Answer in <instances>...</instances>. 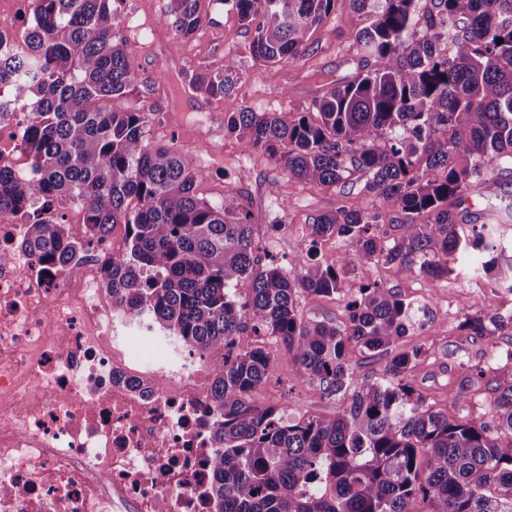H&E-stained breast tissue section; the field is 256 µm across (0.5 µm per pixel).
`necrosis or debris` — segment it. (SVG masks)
<instances>
[{
	"label": "necrosis or debris",
	"mask_w": 512,
	"mask_h": 512,
	"mask_svg": "<svg viewBox=\"0 0 512 512\" xmlns=\"http://www.w3.org/2000/svg\"><path fill=\"white\" fill-rule=\"evenodd\" d=\"M28 123L0 120V165L20 179ZM25 234L0 218V512H211V367L114 346L96 288L111 237L50 269Z\"/></svg>",
	"instance_id": "obj_1"
}]
</instances>
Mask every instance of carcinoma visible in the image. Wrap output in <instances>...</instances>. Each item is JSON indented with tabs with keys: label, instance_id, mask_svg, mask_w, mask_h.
<instances>
[{
	"label": "carcinoma",
	"instance_id": "carcinoma-1",
	"mask_svg": "<svg viewBox=\"0 0 512 512\" xmlns=\"http://www.w3.org/2000/svg\"><path fill=\"white\" fill-rule=\"evenodd\" d=\"M202 0H170L175 36L206 20ZM252 31L254 59L276 66L299 57L336 0H220ZM367 24L350 34L361 73L323 80L316 111L293 116L247 107L226 119L246 148L276 159L290 188L333 185L354 172L398 215L393 237L379 213L341 205L311 224L306 252L262 262L238 191L211 205L194 191L181 156L150 140L149 113L115 111L137 86L125 43L115 34L114 0H33L22 61L0 63V100L30 110L19 148L29 179L0 167V215L29 225L23 248L53 267L77 263L84 245L125 226L128 247L102 261L100 284L112 317L213 363L217 409L212 439L213 512H512V352L493 370L464 366L459 393H490L489 419L452 415L426 402L410 380L417 347L385 356L413 325L414 303L373 276L466 273L512 291V238L500 213L464 225L467 190L512 175V0H354ZM220 101L232 79L188 71L180 86ZM77 203L82 229L52 223L38 199ZM342 239L361 274L348 301L349 324L308 322L299 291L344 290L340 269L317 260L318 243ZM512 331V315H467L459 335ZM279 341L299 375L322 395L341 396L333 418L291 416L251 403L274 354L253 338ZM385 356L377 378L354 374L352 348Z\"/></svg>",
	"mask_w": 512,
	"mask_h": 512
}]
</instances>
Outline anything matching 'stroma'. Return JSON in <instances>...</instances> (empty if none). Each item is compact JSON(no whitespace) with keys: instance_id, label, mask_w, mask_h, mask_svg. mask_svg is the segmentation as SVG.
<instances>
[{"instance_id":"35a3bbf8","label":"stroma","mask_w":512,"mask_h":512,"mask_svg":"<svg viewBox=\"0 0 512 512\" xmlns=\"http://www.w3.org/2000/svg\"><path fill=\"white\" fill-rule=\"evenodd\" d=\"M168 5L169 0H118L117 33L126 44L138 84L133 94L113 100L112 107H138L153 113L151 141L171 146L183 157L195 176L199 199L217 204L225 191H241L260 255L283 264L307 248L314 219L335 210L339 202L357 201L368 208L376 205V198L366 190L367 176L361 172L336 185L298 183L285 189L275 160L246 149L224 126L225 117L245 107L279 113L312 109L322 94L317 72L332 79H352L360 64L348 35L365 24L354 0H338L335 14L312 34L305 53L274 67L251 57L250 32L236 12L218 0H211L206 21L185 40L174 35ZM191 69L232 74L238 83L223 101L214 102L185 91L171 95L167 84L159 80L160 74L177 77ZM320 254L342 263L345 289L334 296L302 293L299 313L306 321L346 324L348 300L361 285L359 273L346 265L348 247L341 240L323 242ZM374 275L418 309L417 327L399 340L397 348H422L411 380L428 403L441 409L448 406L449 357L492 369L504 362L512 347L505 335L465 338L458 335L456 326L466 314L463 297H475L478 314L508 315L512 313L511 293L471 280L458 262L440 280L415 273L401 276L388 265L378 266ZM256 343L272 351L275 362L267 383L251 395L254 405L279 406L295 415L335 416L341 400L325 398L318 387L302 379L282 344L268 336L257 337Z\"/></svg>"}]
</instances>
